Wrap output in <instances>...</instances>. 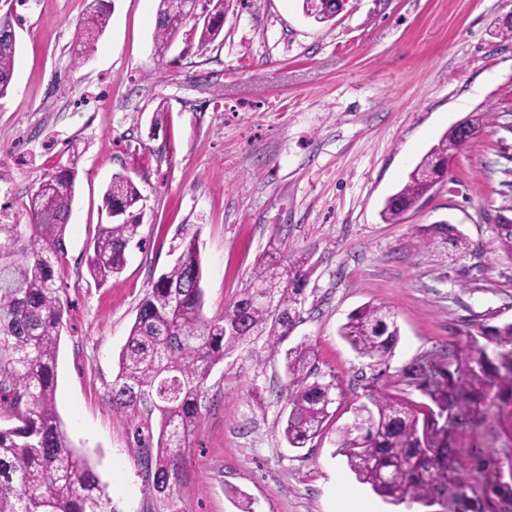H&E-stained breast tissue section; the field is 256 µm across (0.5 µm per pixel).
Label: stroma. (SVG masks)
<instances>
[{
  "instance_id": "stroma-1",
  "label": "stroma",
  "mask_w": 512,
  "mask_h": 512,
  "mask_svg": "<svg viewBox=\"0 0 512 512\" xmlns=\"http://www.w3.org/2000/svg\"><path fill=\"white\" fill-rule=\"evenodd\" d=\"M90 0H19L16 57L0 99V222L25 224L28 199L76 158L68 219L66 309L55 406L74 451L114 512H155L132 454L138 419L112 409V383L138 308L196 236L204 313L221 314L270 237L310 258L301 321L277 352L262 343L217 364L205 420L183 472L177 512H501L505 437L490 403L448 429V491L430 506H394L357 482L334 441L364 402L367 362L340 337L367 303L400 328L381 381L417 403L420 361L447 365L475 321H512V258L496 217L512 210V0H346L329 22L302 0H234L224 38L199 50L178 37L154 54L158 0H113L90 59L70 67ZM491 111L436 185L399 224L381 219L420 158L470 113ZM128 174L147 199L143 247L118 277L89 283L102 195ZM445 221L470 240L425 251L418 226ZM311 343L343 400L321 435L289 447L284 356Z\"/></svg>"
}]
</instances>
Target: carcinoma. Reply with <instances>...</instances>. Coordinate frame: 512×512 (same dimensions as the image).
<instances>
[{"instance_id": "1", "label": "carcinoma", "mask_w": 512, "mask_h": 512, "mask_svg": "<svg viewBox=\"0 0 512 512\" xmlns=\"http://www.w3.org/2000/svg\"><path fill=\"white\" fill-rule=\"evenodd\" d=\"M231 0H205L192 20L190 36L204 50L223 32ZM344 0H302L303 12L318 22L336 16ZM111 14L110 0H91L74 39L80 47L71 59L79 66L94 51ZM154 51L163 56L187 24L183 0H158ZM16 44L0 39V98L10 85ZM491 113L475 112L466 120L473 138L489 124ZM464 145L461 130L445 133L390 196L382 219L400 223L447 173ZM76 161L60 164L44 178L29 200L30 223L0 224V414L15 421L0 427V512H112L110 500L86 461L73 450L55 408L56 357L64 306L56 281L64 280L66 230ZM146 197L132 179L117 173L106 188L102 209L108 222L96 227L87 267L102 286L121 272L129 244L143 223ZM425 249L451 242L467 254L471 242L446 221L423 225ZM174 265L160 274L143 299L131 327L112 384V409L144 418L147 434H138L134 456L146 475V490L159 506L174 512L183 488L182 473L203 422L206 383L215 365L229 353L264 339L276 350L300 319L299 306L308 276L309 258L284 257L275 242L258 260L249 282L224 307L204 315L203 267L196 237L184 238ZM275 291V307L260 302ZM477 334L454 354L455 369L424 362L411 380L438 408L448 431L456 413L477 408L485 390L497 387L498 414L506 441L503 452L512 470V322L476 324ZM340 335L369 366H388L398 343L394 313L367 304L351 314ZM494 344L488 351L480 339ZM288 415L283 435L292 448H303L323 430L336 402V384L319 377L316 354L306 342L285 353ZM367 402L354 408L356 428L336 431V452L346 458L358 482L393 505L431 504L444 497L447 438L434 441L419 431V410L408 398L372 385ZM158 417L153 434L152 416Z\"/></svg>"}]
</instances>
